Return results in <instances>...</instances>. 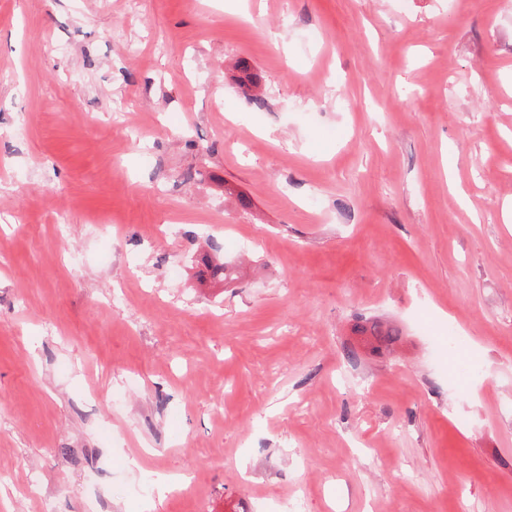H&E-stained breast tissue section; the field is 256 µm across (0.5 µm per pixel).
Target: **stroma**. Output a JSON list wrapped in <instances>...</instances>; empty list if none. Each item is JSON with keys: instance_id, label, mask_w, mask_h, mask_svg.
Instances as JSON below:
<instances>
[{"instance_id": "35a3bbf8", "label": "stroma", "mask_w": 512, "mask_h": 512, "mask_svg": "<svg viewBox=\"0 0 512 512\" xmlns=\"http://www.w3.org/2000/svg\"><path fill=\"white\" fill-rule=\"evenodd\" d=\"M249 9L0 0V512H512V0Z\"/></svg>"}]
</instances>
